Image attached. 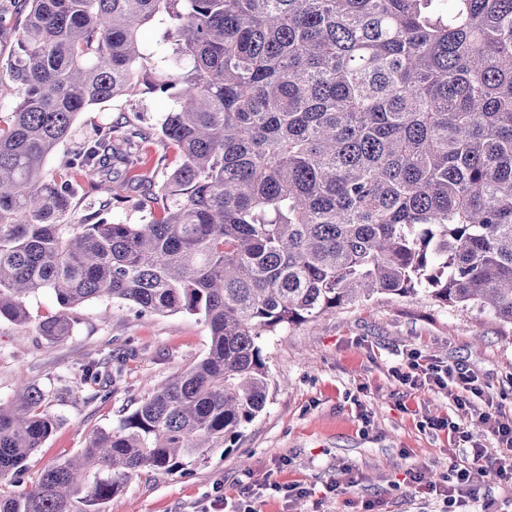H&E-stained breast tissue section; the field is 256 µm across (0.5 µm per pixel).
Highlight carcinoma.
<instances>
[{
  "label": "carcinoma",
  "instance_id": "cac0c4a2",
  "mask_svg": "<svg viewBox=\"0 0 512 512\" xmlns=\"http://www.w3.org/2000/svg\"><path fill=\"white\" fill-rule=\"evenodd\" d=\"M0 123V321L69 336L95 299L185 311L207 355L0 512H102L264 410L261 337L376 294L422 291L512 324V0H23ZM158 23L161 38L139 40ZM138 83L171 101L139 142L112 127L44 165L89 106ZM123 169L140 224H74L71 179ZM86 362L79 381L120 377ZM32 384L0 403V483L53 433ZM154 162V181L156 186L162 185L168 175L180 164V153L176 147L170 145L166 147H149Z\"/></svg>",
  "mask_w": 512,
  "mask_h": 512
}]
</instances>
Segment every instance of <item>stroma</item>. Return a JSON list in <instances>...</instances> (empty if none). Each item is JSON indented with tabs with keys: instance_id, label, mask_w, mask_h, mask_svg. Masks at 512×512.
<instances>
[{
	"instance_id": "35a3bbf8",
	"label": "stroma",
	"mask_w": 512,
	"mask_h": 512,
	"mask_svg": "<svg viewBox=\"0 0 512 512\" xmlns=\"http://www.w3.org/2000/svg\"><path fill=\"white\" fill-rule=\"evenodd\" d=\"M168 107L142 89L90 106L46 171L55 173L105 127L148 128ZM74 319L61 342L0 322V401L24 378L47 392L46 409L59 420L17 481L0 485L2 495L26 491L48 466L78 455L96 432L115 426L210 345L203 317L186 312L143 315L127 305L116 314L103 298L75 309ZM262 347L270 392L255 420L234 441L179 469L139 473L103 512H205L216 502L235 504L246 486L255 491L254 512H363L367 502L378 512H442L435 488L451 466L465 464L473 443L493 448L497 441L450 406L447 391L399 381L396 373L414 350L478 376L494 408L512 416V325L422 292L378 295L317 322L282 327ZM109 355L122 362L119 382L76 387L80 363ZM448 416L464 424L468 437L431 427ZM411 470L421 473L423 489L408 483ZM339 481L346 490L330 493ZM288 484L303 487L304 495L285 498Z\"/></svg>"
}]
</instances>
